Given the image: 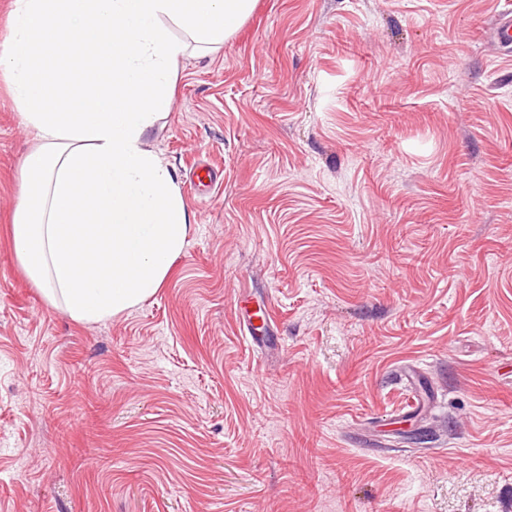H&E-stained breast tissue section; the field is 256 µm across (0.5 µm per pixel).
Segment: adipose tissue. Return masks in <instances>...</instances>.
<instances>
[{"label": "adipose tissue", "instance_id": "obj_1", "mask_svg": "<svg viewBox=\"0 0 512 512\" xmlns=\"http://www.w3.org/2000/svg\"><path fill=\"white\" fill-rule=\"evenodd\" d=\"M252 0H13L0 74L36 144L11 233L37 288L100 322L153 296L191 230L147 145L189 42L218 45Z\"/></svg>", "mask_w": 512, "mask_h": 512}]
</instances>
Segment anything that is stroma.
I'll return each mask as SVG.
<instances>
[{
	"label": "stroma",
	"mask_w": 512,
	"mask_h": 512,
	"mask_svg": "<svg viewBox=\"0 0 512 512\" xmlns=\"http://www.w3.org/2000/svg\"><path fill=\"white\" fill-rule=\"evenodd\" d=\"M509 11L254 0L188 49L148 137L187 245L99 323L17 259L0 78V512H512Z\"/></svg>",
	"instance_id": "35a3bbf8"
}]
</instances>
